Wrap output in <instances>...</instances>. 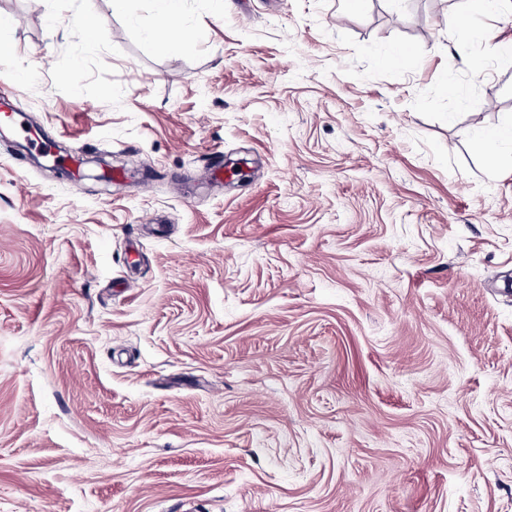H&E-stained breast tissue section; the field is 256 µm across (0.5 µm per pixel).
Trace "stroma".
Instances as JSON below:
<instances>
[{
	"mask_svg": "<svg viewBox=\"0 0 512 512\" xmlns=\"http://www.w3.org/2000/svg\"><path fill=\"white\" fill-rule=\"evenodd\" d=\"M187 9L0 0V512H512V0ZM160 26L165 35L159 44L168 48H183L191 43L185 25V0H162ZM50 24L52 27L64 25L82 42L89 44L94 40L98 27V18L92 13H83L72 21H67L60 16H53ZM11 123L18 137H20L30 149L34 148L36 152L44 156L53 157L55 163L61 165L66 163V159L54 153L52 146L40 138L39 134L28 124L22 114L11 112ZM512 142V126H503L493 132L485 133L479 139V147L487 154L494 155L499 152L505 143Z\"/></svg>",
	"mask_w": 512,
	"mask_h": 512,
	"instance_id": "35a3bbf8",
	"label": "stroma"
}]
</instances>
